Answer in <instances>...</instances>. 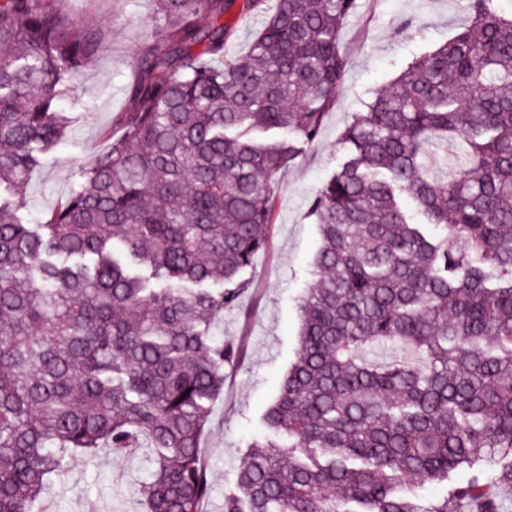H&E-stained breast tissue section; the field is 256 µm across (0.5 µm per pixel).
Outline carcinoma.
<instances>
[{
    "instance_id": "1",
    "label": "carcinoma",
    "mask_w": 512,
    "mask_h": 512,
    "mask_svg": "<svg viewBox=\"0 0 512 512\" xmlns=\"http://www.w3.org/2000/svg\"><path fill=\"white\" fill-rule=\"evenodd\" d=\"M154 2L120 135L33 224L27 177L67 134L100 40L63 0H0V512H29L73 453L143 444L147 512H205L201 440L246 353L214 326L250 289L271 185L318 140L349 66L358 0H276L237 57L235 0ZM467 13L343 133L310 204L321 245L296 359L262 417L283 443L250 445L224 512H499L512 489V15ZM435 141L458 148L441 179ZM386 345L387 361L360 357ZM459 470L420 502L412 477ZM465 480V476L460 474L451 475V477L447 481L442 482H421L419 478H414L413 482L416 486H418V491L422 495V502L426 503L428 501L434 500L438 497H442L446 495L450 488L458 483H461Z\"/></svg>"
}]
</instances>
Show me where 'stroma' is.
<instances>
[{
  "mask_svg": "<svg viewBox=\"0 0 512 512\" xmlns=\"http://www.w3.org/2000/svg\"><path fill=\"white\" fill-rule=\"evenodd\" d=\"M65 8L80 29L100 33L102 48L73 80L80 105L67 139L29 176L27 210L34 216L65 198L78 167L105 150L102 132L127 109L124 86L152 32V0H65ZM466 19V0H359L343 29L349 67L336 105L325 116L318 141L303 148L274 185L269 249L245 273L260 290L259 297L247 292L239 301L240 309L252 310L251 321L243 323L233 312L215 326L219 336L245 338L247 357L229 370L202 440L210 450L207 512H223L224 496L235 488L245 452L263 434L261 416L295 360L298 301L312 281L320 241L309 205L344 159V129L409 62L448 41ZM151 457L147 447L120 459L76 456L66 474L49 481L32 512H146L140 486L150 473Z\"/></svg>",
  "mask_w": 512,
  "mask_h": 512,
  "instance_id": "35a3bbf8",
  "label": "stroma"
}]
</instances>
